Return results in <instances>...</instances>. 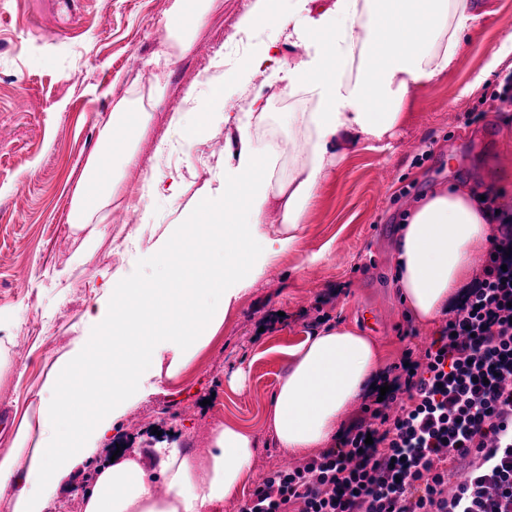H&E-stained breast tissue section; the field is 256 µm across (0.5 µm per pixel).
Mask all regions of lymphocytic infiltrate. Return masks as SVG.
<instances>
[{"instance_id":"1","label":"lymphocytic infiltrate","mask_w":512,"mask_h":512,"mask_svg":"<svg viewBox=\"0 0 512 512\" xmlns=\"http://www.w3.org/2000/svg\"><path fill=\"white\" fill-rule=\"evenodd\" d=\"M425 352L371 420L303 466L276 471L243 512H512V211Z\"/></svg>"}]
</instances>
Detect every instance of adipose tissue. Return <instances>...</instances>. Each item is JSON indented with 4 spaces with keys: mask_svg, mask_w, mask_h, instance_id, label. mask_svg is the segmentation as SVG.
Returning <instances> with one entry per match:
<instances>
[{
    "mask_svg": "<svg viewBox=\"0 0 512 512\" xmlns=\"http://www.w3.org/2000/svg\"><path fill=\"white\" fill-rule=\"evenodd\" d=\"M218 0H170L166 38L186 56ZM481 19L467 0H288L279 31L303 46L296 63L278 56L270 39L210 84L209 102H226L243 76L267 68V80L282 95L309 103L288 115V128L305 139L294 171L282 176L281 154L256 135L267 105L224 115L236 146L224 156L221 193L201 190L181 223L146 240L129 238L138 262L113 271L106 289L86 312L87 328L54 362L35 402L13 434L12 452L0 454V488H11L14 512H44L60 479L98 444L110 439L128 409L146 393L151 379H176L209 335L224 323L277 259L297 246L304 219L322 184L356 142L382 143L402 120L411 93L448 70L463 40ZM385 40H376V31ZM164 76L153 75L149 102L120 99L102 130L106 152L91 156L72 195L68 222L82 242L57 278L87 269L97 255L106 208L119 197V178L139 166L135 142L153 119L147 103L166 94ZM208 102V104H209ZM195 105L188 142L207 138L215 115ZM127 130L113 137L115 127ZM281 212L279 227L266 224L270 207ZM492 236L490 211L476 190L435 192L419 200L401 223L394 284L408 315L435 322L472 278ZM146 258L173 259L177 288H151L141 279ZM218 294L216 303L199 295ZM127 337L111 348V336ZM266 411L276 443L293 454L335 441L346 410L374 384L384 353L358 329L325 324L289 347ZM111 389H104V380ZM91 398L90 415L76 413L78 398ZM258 438L233 424L213 429L208 469L177 444L160 441L150 455L139 450L98 465L84 496V512H220L225 499L243 487ZM167 487L154 492L155 481Z\"/></svg>",
    "mask_w": 512,
    "mask_h": 512,
    "instance_id": "obj_1",
    "label": "adipose tissue"
}]
</instances>
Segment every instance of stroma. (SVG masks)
<instances>
[{
  "label": "stroma",
  "mask_w": 512,
  "mask_h": 512,
  "mask_svg": "<svg viewBox=\"0 0 512 512\" xmlns=\"http://www.w3.org/2000/svg\"><path fill=\"white\" fill-rule=\"evenodd\" d=\"M253 2L219 0L192 53L171 57L166 96L136 144L142 167L121 181L124 206L101 224L95 263L58 282L55 272L81 243L67 222L75 181L100 149L115 103L132 84L147 87L156 72L169 0H0V315L10 319L0 331V352L12 362L0 373V410L7 415L34 400L55 359L82 333L85 312L101 291V271L129 262L128 254L113 252V243L132 232L161 234L199 190L223 186L232 130L216 121L207 140L187 148L186 127L169 119L189 112L193 102L209 103L210 83L273 34L267 15L241 27ZM477 2L486 17L448 71L414 94L390 149L362 142L347 151L308 212L297 248L279 258L178 378L128 410L113 443L128 441L145 451L159 430L204 467L214 427L233 422L251 428L260 440L253 467L220 510L241 512L256 485L287 457L264 419L287 366L285 349L334 321L377 339L388 372L406 352L420 353L437 337L440 323H415L393 285L399 219L432 189H480L497 172L512 170V103L498 99L512 65L470 86L512 37V0ZM257 94L269 102L271 123L287 135L283 115L302 109V102L279 96L260 72L232 99L243 108ZM26 98L30 107H21ZM209 105L218 111V104ZM152 172L179 176L182 189L150 201L153 220L147 224L136 203L141 178ZM322 250L326 259L307 263L308 255ZM368 307L378 311L379 325L363 322ZM20 344L26 352L19 357ZM240 368L245 381L236 386L231 378ZM18 371L24 374L19 382ZM90 473L86 465L74 468L45 512H83Z\"/></svg>",
  "instance_id": "1"
}]
</instances>
